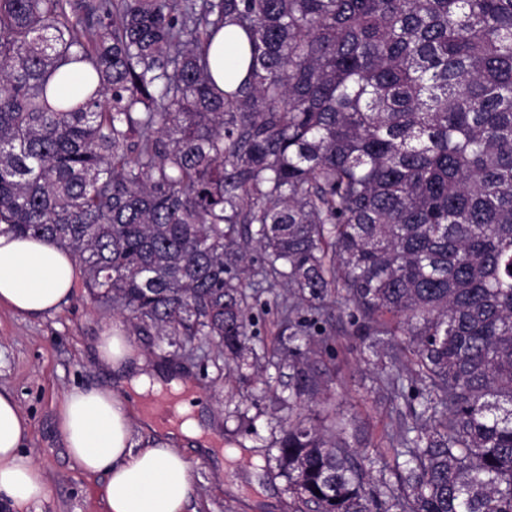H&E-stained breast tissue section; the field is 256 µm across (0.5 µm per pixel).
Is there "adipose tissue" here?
Returning a JSON list of instances; mask_svg holds the SVG:
<instances>
[{
	"mask_svg": "<svg viewBox=\"0 0 512 512\" xmlns=\"http://www.w3.org/2000/svg\"><path fill=\"white\" fill-rule=\"evenodd\" d=\"M247 51L244 35L229 43L216 37L210 51L215 80L241 81L246 69L239 60ZM78 275L77 260L56 243L0 235V307L14 315L40 318L58 311L73 295ZM95 349L114 386L75 388L59 401L57 427L69 457L83 471L107 476L106 512H187L194 495L191 464L177 442L210 447L206 428L192 416L194 402L182 406L189 420L159 429L144 405L148 393L162 387L158 371L119 334L105 332ZM29 428L15 398L0 392V495L10 500L13 512H27L47 495L41 467L21 452ZM137 428L156 433V440L137 446Z\"/></svg>",
	"mask_w": 512,
	"mask_h": 512,
	"instance_id": "adipose-tissue-1",
	"label": "adipose tissue"
}]
</instances>
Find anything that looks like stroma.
Segmentation results:
<instances>
[{
	"label": "stroma",
	"instance_id": "stroma-1",
	"mask_svg": "<svg viewBox=\"0 0 512 512\" xmlns=\"http://www.w3.org/2000/svg\"><path fill=\"white\" fill-rule=\"evenodd\" d=\"M250 303L256 324L244 366L218 358L202 340L166 347L158 360L191 375L203 401L201 411L228 451L219 469L184 446L195 488L193 512H300L302 505L288 488L276 447L280 429L292 414L312 421L330 414L353 423L367 455L376 460L371 473H378V461L390 462L396 455L387 435L406 408L377 380L373 366L361 360L360 341L345 314L334 312L332 348L319 359L328 372V402L292 407L288 396L294 391L295 372L279 351L282 292H255ZM122 325L121 318L103 311L81 286L58 312L38 319L0 308V390L10 392L29 418L23 453L43 469L48 485L47 497L29 505L28 512H105L107 478L75 466L54 409L73 388L108 384L95 340L105 328ZM234 448L239 456H231Z\"/></svg>",
	"mask_w": 512,
	"mask_h": 512
}]
</instances>
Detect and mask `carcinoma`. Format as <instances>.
<instances>
[{
  "label": "carcinoma",
  "mask_w": 512,
  "mask_h": 512,
  "mask_svg": "<svg viewBox=\"0 0 512 512\" xmlns=\"http://www.w3.org/2000/svg\"><path fill=\"white\" fill-rule=\"evenodd\" d=\"M235 26L246 77L209 50ZM85 70L76 95L57 80ZM0 233L133 331L245 357L288 292L295 398L347 313L406 417L395 483L299 421L311 512H512V0H0ZM236 35L235 39L224 44V29L216 37L211 51L210 61L212 66V72L215 80L219 86L224 87V57H225V80L226 75L230 77L235 83L241 81L246 73V67L244 63L242 66L239 65L238 60L244 57L248 52L247 41L240 31Z\"/></svg>",
  "instance_id": "cac0c4a2"
}]
</instances>
